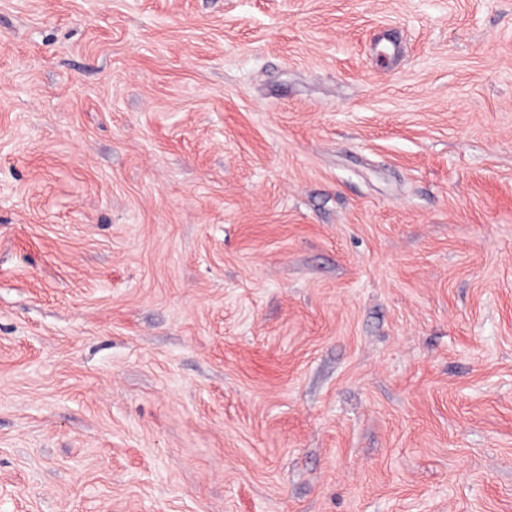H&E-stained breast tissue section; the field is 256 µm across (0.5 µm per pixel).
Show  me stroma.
Returning <instances> with one entry per match:
<instances>
[{"label":"stroma","mask_w":512,"mask_h":512,"mask_svg":"<svg viewBox=\"0 0 512 512\" xmlns=\"http://www.w3.org/2000/svg\"><path fill=\"white\" fill-rule=\"evenodd\" d=\"M0 512H512V0H0Z\"/></svg>","instance_id":"obj_1"}]
</instances>
